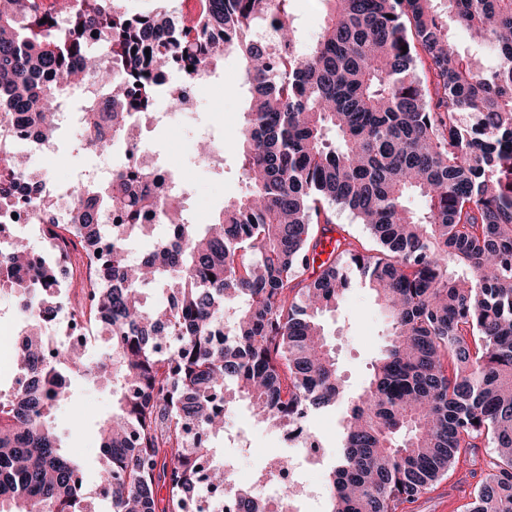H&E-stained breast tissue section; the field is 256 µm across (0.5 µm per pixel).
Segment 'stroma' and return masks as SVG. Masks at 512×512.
Listing matches in <instances>:
<instances>
[{
    "instance_id": "1",
    "label": "stroma",
    "mask_w": 512,
    "mask_h": 512,
    "mask_svg": "<svg viewBox=\"0 0 512 512\" xmlns=\"http://www.w3.org/2000/svg\"><path fill=\"white\" fill-rule=\"evenodd\" d=\"M223 89L209 85L197 89V106L191 120L195 130H210L224 143V165L213 169L200 165L193 152L192 139L174 134L167 127L148 126L144 139L160 154L175 163L174 170L191 186L192 205L198 223H210L224 205L244 195L247 186L239 175L238 144L248 105V91L242 83L240 59L226 53L216 71ZM77 130L58 131L56 148L33 150L34 165L48 170L52 183L74 180L76 173L98 164L95 154L83 151ZM327 339L336 352L341 375L351 392L365 384L373 359L387 342L386 320L373 295L355 285L349 288L339 307L323 320ZM115 401L111 387L81 378L71 382L70 396L53 410L56 431L64 452L80 459L83 485L91 493L96 512H109L110 500L103 493L100 473L103 458L99 451V427L112 414ZM229 425L249 439L251 447L238 463L243 472L258 471L270 453L286 452L288 444L280 431L257 423L247 408L236 404L228 409ZM309 430L321 442L325 456L315 471L327 478L339 454L342 431L340 413L329 409L311 416ZM483 466H460L449 471L413 503L404 504V512H469L474 489L481 483Z\"/></svg>"
}]
</instances>
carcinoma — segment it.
I'll return each mask as SVG.
<instances>
[{"label":"carcinoma","mask_w":512,"mask_h":512,"mask_svg":"<svg viewBox=\"0 0 512 512\" xmlns=\"http://www.w3.org/2000/svg\"><path fill=\"white\" fill-rule=\"evenodd\" d=\"M158 2L138 15L116 0L0 7V135L17 127L50 144L46 113L66 110L81 147L107 154L134 138L130 114L182 103L166 73L191 81L228 51L249 92L247 192L203 227L183 209L185 188L154 196L146 162L84 175L63 209L43 172L0 151V205L38 198L60 241L51 265L33 266L16 239L0 252V292L31 324L11 338L17 377L0 392V512H96L52 425L74 377L117 387L99 428L112 512H202L201 488L222 492L227 476L222 459L202 469L212 447L193 431H224L237 399L257 422L290 428L346 397L320 318L354 273L387 311L390 340L349 402L328 512H399L479 438L493 455L470 512H512V0H325L304 53L291 0ZM338 211L375 248L347 235L311 278L314 225ZM106 212L125 235L110 245ZM150 220L165 234L140 277L125 240ZM76 261L102 277L78 309L112 344L96 365L38 330ZM145 283L167 302L147 307ZM238 497L243 512H266L249 490Z\"/></svg>","instance_id":"carcinoma-1"}]
</instances>
